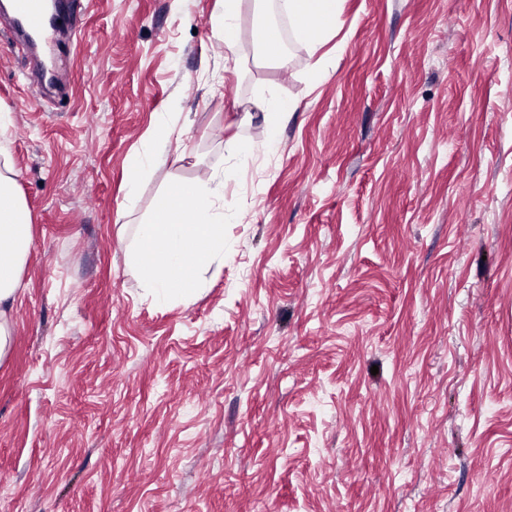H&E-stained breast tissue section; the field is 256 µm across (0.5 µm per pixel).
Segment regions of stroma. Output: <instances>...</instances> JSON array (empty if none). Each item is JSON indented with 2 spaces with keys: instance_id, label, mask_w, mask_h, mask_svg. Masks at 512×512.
Instances as JSON below:
<instances>
[{
  "instance_id": "1",
  "label": "stroma",
  "mask_w": 512,
  "mask_h": 512,
  "mask_svg": "<svg viewBox=\"0 0 512 512\" xmlns=\"http://www.w3.org/2000/svg\"><path fill=\"white\" fill-rule=\"evenodd\" d=\"M63 96L0 33V110L33 242L0 363V507L22 512H512V0H344L289 17L286 66L213 36L217 0H82ZM327 66L312 72L311 64ZM295 103L276 145L262 112ZM33 105L20 109L19 101ZM206 182L244 222L198 298L127 259L132 156ZM378 374H371V367ZM288 11L300 17L309 33L330 35L335 32L342 0H289ZM238 106L242 112H245L246 116L250 114L251 107H255L266 114L268 143H273L277 140L281 121L288 116V113L294 110V105L289 100L276 96L258 99L254 102L240 100L238 101Z\"/></svg>"
}]
</instances>
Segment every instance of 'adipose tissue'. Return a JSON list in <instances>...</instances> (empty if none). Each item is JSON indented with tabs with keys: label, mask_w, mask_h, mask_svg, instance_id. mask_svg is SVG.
<instances>
[{
	"label": "adipose tissue",
	"mask_w": 512,
	"mask_h": 512,
	"mask_svg": "<svg viewBox=\"0 0 512 512\" xmlns=\"http://www.w3.org/2000/svg\"><path fill=\"white\" fill-rule=\"evenodd\" d=\"M342 0H288L290 13L300 17L309 33H334ZM7 146H0L4 163L0 164V362L5 361L12 345L9 313L16 299L21 275L32 243V216L20 195L15 172L8 163Z\"/></svg>",
	"instance_id": "obj_1"
}]
</instances>
